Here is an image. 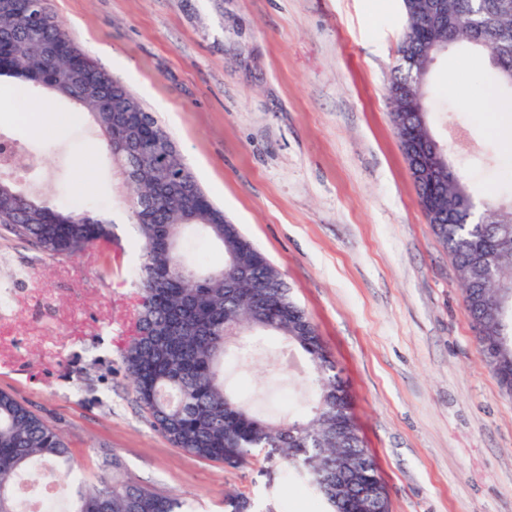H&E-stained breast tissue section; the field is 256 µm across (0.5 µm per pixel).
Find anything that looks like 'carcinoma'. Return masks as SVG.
Instances as JSON below:
<instances>
[{"instance_id": "obj_1", "label": "carcinoma", "mask_w": 512, "mask_h": 512, "mask_svg": "<svg viewBox=\"0 0 512 512\" xmlns=\"http://www.w3.org/2000/svg\"><path fill=\"white\" fill-rule=\"evenodd\" d=\"M407 28L399 57L426 54L439 41L463 40L490 55L497 75L512 72V0H443L444 18L435 27L402 0ZM39 86L87 115L110 152L130 196L138 229L140 283L135 334L121 358L136 401L153 428L191 456L238 469L262 456L261 474L272 484L283 468L324 500L328 512L350 507L359 473L374 463L364 448L346 385L336 373L316 325L291 296L279 270L224 216L183 162L176 144L154 116L124 86L102 71L74 44L47 0H0V77ZM95 80L99 93L87 92ZM400 70L389 98L412 82ZM392 119L417 187L427 223L457 267L479 352L502 379L512 372V314L493 309L487 275L476 262L494 253V275L512 282V203L490 201L483 219L473 220L474 198L463 176L440 171L424 175L410 153L405 132L414 128L408 112ZM137 132L136 137L129 130ZM194 226L221 243L224 264L199 272L179 250L184 229ZM112 221L91 211L58 208L0 179V232L56 257L88 248L112 263ZM261 297L265 335L301 349L311 366L312 405L297 417H259L226 387L227 343L249 331L256 297ZM350 464L339 486L328 481L336 454ZM72 485L62 512H187L177 496L157 494L131 481L102 476L83 484L73 474L63 434L12 394L0 391V512H41L46 494L30 491L32 477L46 465Z\"/></svg>"}]
</instances>
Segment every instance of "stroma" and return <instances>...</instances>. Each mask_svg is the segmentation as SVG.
<instances>
[{"instance_id": "35a3bbf8", "label": "stroma", "mask_w": 512, "mask_h": 512, "mask_svg": "<svg viewBox=\"0 0 512 512\" xmlns=\"http://www.w3.org/2000/svg\"><path fill=\"white\" fill-rule=\"evenodd\" d=\"M77 47L170 132L226 216L283 274L350 387L389 512H512V396L478 351L459 273L418 204L388 99L401 0H48ZM512 89L464 46L429 76L431 130L476 202L512 195ZM0 177L113 222L112 255L71 258L0 233V390L70 444L86 481L118 475L192 512L242 493L325 512L292 473L265 487L192 457L148 422L120 350L137 315L127 192L87 119L0 80ZM230 385L261 414L306 411L305 354L269 336Z\"/></svg>"}]
</instances>
